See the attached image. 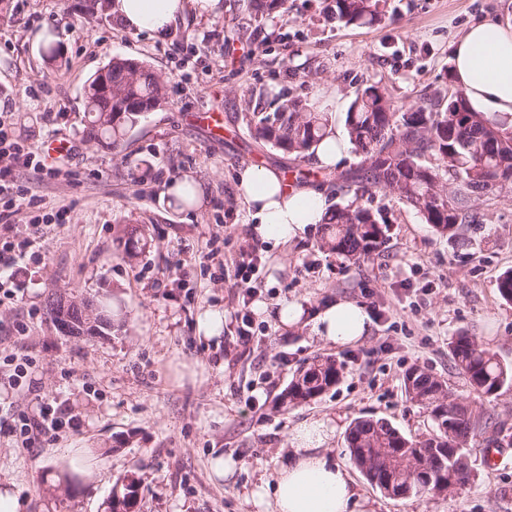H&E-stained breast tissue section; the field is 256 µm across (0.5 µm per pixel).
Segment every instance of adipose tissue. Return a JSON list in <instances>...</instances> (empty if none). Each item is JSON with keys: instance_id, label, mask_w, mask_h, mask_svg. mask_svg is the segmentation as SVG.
I'll return each mask as SVG.
<instances>
[{"instance_id": "obj_1", "label": "adipose tissue", "mask_w": 512, "mask_h": 512, "mask_svg": "<svg viewBox=\"0 0 512 512\" xmlns=\"http://www.w3.org/2000/svg\"><path fill=\"white\" fill-rule=\"evenodd\" d=\"M109 10L128 31L162 36L188 11L218 14L220 0H110ZM450 47L454 84L472 108L491 118L512 115V21H473ZM236 190L262 238L276 245L320 223L326 212L321 192L285 186L278 170L263 165L242 169ZM313 330L325 343L347 346L368 335L369 317L356 302L339 299L317 312ZM328 433L323 421L293 429V458L248 493L258 512H362L347 471L320 451Z\"/></svg>"}]
</instances>
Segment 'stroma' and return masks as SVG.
I'll use <instances>...</instances> for the list:
<instances>
[{"mask_svg":"<svg viewBox=\"0 0 512 512\" xmlns=\"http://www.w3.org/2000/svg\"><path fill=\"white\" fill-rule=\"evenodd\" d=\"M88 2L11 0L0 14V117L13 142L39 157L46 143L69 146L50 174L13 164L9 221L35 251L20 300L0 303V357L29 362L19 382L12 367L0 368V482H12L19 512H106L113 486L130 473L140 479L135 512H255L249 490L287 462L290 431L318 419L329 422L327 447L349 467L367 512H512V386L490 398L473 392L449 348L465 332L512 365V302L498 290L512 270V196L480 206L481 224L457 241L389 190H372L360 203L380 213L387 238L351 262L320 248L315 224L270 250L235 189L240 169L268 165L302 171L298 186L322 192L327 205L342 202L337 180L362 167L360 155L347 153L326 177L313 160L256 139L247 113L293 97L341 123L355 91L371 83L400 103L446 91L455 34L512 14V0H381L382 21L370 26L336 23L327 0H288L287 13L262 18L247 0H221L220 15H186L162 38L126 31ZM44 27L59 38L60 64L34 39ZM115 57L144 63L168 97L118 154L83 135L84 86ZM212 114L223 138L207 126ZM189 174L205 182L201 206L169 205V184ZM131 226L152 239L134 258L123 246ZM253 244L259 279L247 296L236 264ZM55 291L112 303L111 335L56 333L46 311ZM339 298L371 319L356 344L324 343L308 325L284 330L273 314L285 299L311 315ZM260 301L268 314L255 313ZM214 307L225 312L224 331L207 338L197 319ZM319 356L340 364L338 384L276 408L297 368ZM180 363L196 368V379H178ZM415 366L501 428L495 468L484 436L471 440L463 492L389 498L349 466L346 432L356 418L387 419L416 439L433 432L426 408L404 391ZM46 406L80 425L26 447L11 427ZM218 452L237 463L223 479L210 470ZM71 468L83 475L68 494L57 484Z\"/></svg>","mask_w":512,"mask_h":512,"instance_id":"35a3bbf8","label":"stroma"}]
</instances>
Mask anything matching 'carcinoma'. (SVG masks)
<instances>
[{"label": "carcinoma", "mask_w": 512, "mask_h": 512, "mask_svg": "<svg viewBox=\"0 0 512 512\" xmlns=\"http://www.w3.org/2000/svg\"><path fill=\"white\" fill-rule=\"evenodd\" d=\"M285 3L249 0L260 16L281 11ZM328 11L346 26L380 20L378 0H331ZM95 84L93 76L85 87L88 121L84 133L88 140L105 144L116 154L145 113L167 104L163 80L134 60L112 59V97L99 96ZM106 112L112 113L108 126L100 122ZM331 123L328 113L295 99L283 101L273 112L248 116L255 138L298 159L313 152ZM345 130L352 150L365 163L363 173L345 188L354 189L357 198L373 188L388 189L442 236L455 238L462 226L478 223V200L491 201L505 187L512 190V124L473 111L455 88L442 97L397 105L386 86L367 85L356 92L348 107ZM321 227V248L353 262L377 250L387 231L379 213L353 201L326 212ZM150 247L145 229L127 232L128 256H138ZM47 312L53 321L62 314L80 321L78 309L56 292L48 299ZM450 351L455 367L473 391L490 397L512 386V366L503 364L467 333L452 338ZM340 376L335 359L318 357L295 372L278 397L279 405L286 409L314 400L336 385ZM404 388L410 400L428 410L434 433L414 440L384 419L357 418L347 433L351 461L365 470L363 476L371 483L384 470L381 449H401L409 467L402 498L437 492L443 484L455 491L465 488L470 477L465 453L468 438L494 435L496 425L476 418L469 405L452 398L445 383L420 368L407 371ZM139 487L134 475L124 477L112 490L107 512H133Z\"/></svg>", "instance_id": "cac0c4a2"}]
</instances>
